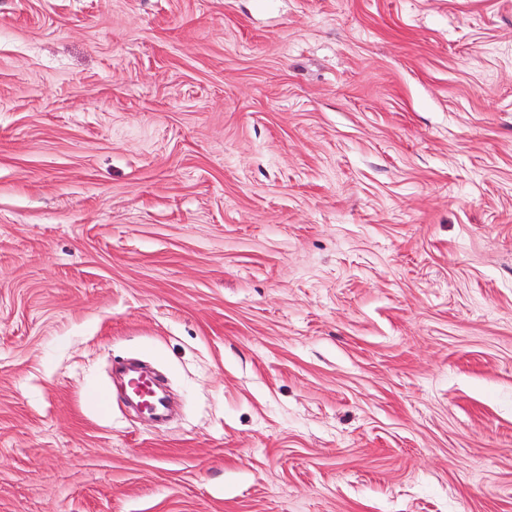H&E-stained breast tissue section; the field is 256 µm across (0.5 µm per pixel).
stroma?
<instances>
[{"label":"stroma","mask_w":512,"mask_h":512,"mask_svg":"<svg viewBox=\"0 0 512 512\" xmlns=\"http://www.w3.org/2000/svg\"><path fill=\"white\" fill-rule=\"evenodd\" d=\"M0 512H512V0H0Z\"/></svg>","instance_id":"35a3bbf8"}]
</instances>
